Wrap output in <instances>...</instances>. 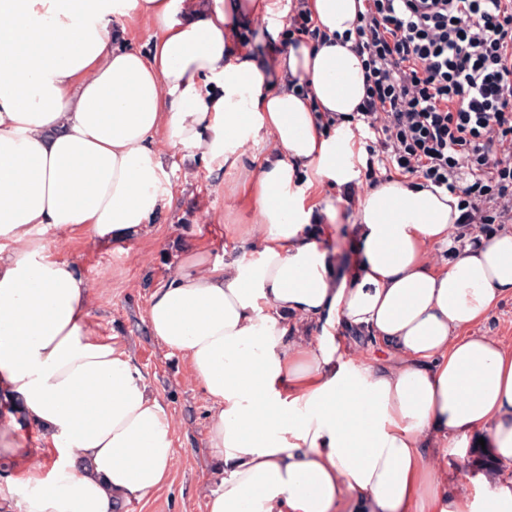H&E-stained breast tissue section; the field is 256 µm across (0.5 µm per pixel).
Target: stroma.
Segmentation results:
<instances>
[{"instance_id":"stroma-1","label":"stroma","mask_w":512,"mask_h":512,"mask_svg":"<svg viewBox=\"0 0 512 512\" xmlns=\"http://www.w3.org/2000/svg\"><path fill=\"white\" fill-rule=\"evenodd\" d=\"M164 162L175 204L153 218L143 239L92 247L80 234H45L58 256L75 261L94 285L92 314L99 331L130 350L150 391L177 423L168 482L150 496L124 500L122 512H205V495L221 480L207 448V403L185 361L150 335L145 313L154 288L185 258L176 240L178 225L198 229L208 246L206 260L213 263L231 251L225 225L256 221L257 203L245 197L238 170L217 168L186 145L165 147Z\"/></svg>"}]
</instances>
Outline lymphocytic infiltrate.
I'll use <instances>...</instances> for the list:
<instances>
[{"label": "lymphocytic infiltrate", "instance_id": "lymphocytic-infiltrate-1", "mask_svg": "<svg viewBox=\"0 0 512 512\" xmlns=\"http://www.w3.org/2000/svg\"><path fill=\"white\" fill-rule=\"evenodd\" d=\"M308 0H291L283 44L322 39ZM366 97L362 186L401 177L459 199L454 241L512 223V0H364L353 40Z\"/></svg>", "mask_w": 512, "mask_h": 512}]
</instances>
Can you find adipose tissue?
<instances>
[{
  "label": "adipose tissue",
  "mask_w": 512,
  "mask_h": 512,
  "mask_svg": "<svg viewBox=\"0 0 512 512\" xmlns=\"http://www.w3.org/2000/svg\"><path fill=\"white\" fill-rule=\"evenodd\" d=\"M281 2L0 0V467L29 487L23 512H116L152 494L176 433L44 232L139 239L174 203L163 146L235 169L264 134L256 223L225 225L233 251L211 265L182 227L190 257L146 310L208 405L223 477L206 512H512V345L475 331L512 299V233L454 247L457 196L394 179L359 193L356 252L337 275L354 134L321 129L286 81H309L322 111L357 110L364 70L344 35L363 2L309 0L329 41L296 47L281 43ZM127 5L158 29L150 54L110 34ZM246 10L280 46L268 63L235 42ZM318 183L329 196L306 205ZM338 328L386 359L343 361ZM481 443L486 471L432 461ZM476 482L491 487L478 502L463 491Z\"/></svg>",
  "instance_id": "ef3b65f1"
}]
</instances>
